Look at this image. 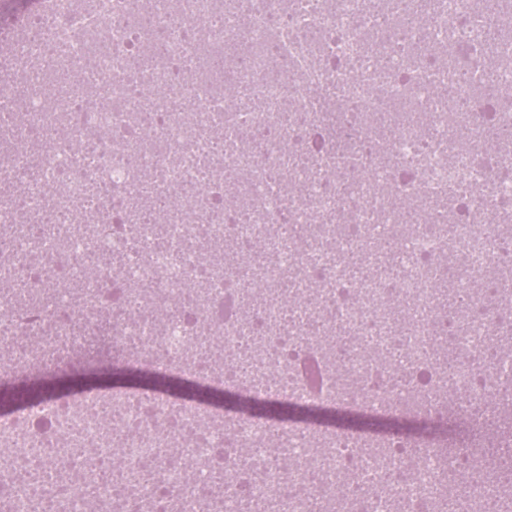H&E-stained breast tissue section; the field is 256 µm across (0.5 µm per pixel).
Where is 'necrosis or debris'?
Instances as JSON below:
<instances>
[{
  "label": "necrosis or debris",
  "mask_w": 512,
  "mask_h": 512,
  "mask_svg": "<svg viewBox=\"0 0 512 512\" xmlns=\"http://www.w3.org/2000/svg\"><path fill=\"white\" fill-rule=\"evenodd\" d=\"M419 4L33 0L0 26V379L75 352L133 355L242 386L250 406L232 418L109 392L0 411V512H308L340 483L349 512L397 499L434 512L461 469L441 451L460 428L442 389L479 414L512 408V353L489 351L491 335L512 334V111L470 97L491 73L512 87V41L488 44L478 0H429L425 23L392 37L386 20ZM219 55L236 100L205 76ZM358 168L369 179L347 181ZM228 242L243 260L259 242L271 253L259 315L234 267L198 259ZM343 249L366 275L349 276ZM286 276L316 291L287 335ZM314 320L346 328L360 396L331 352L303 342ZM375 352L401 353L403 381ZM278 403L413 410L424 423L410 451L382 453L373 434L271 427L259 409Z\"/></svg>",
  "instance_id": "1"
}]
</instances>
